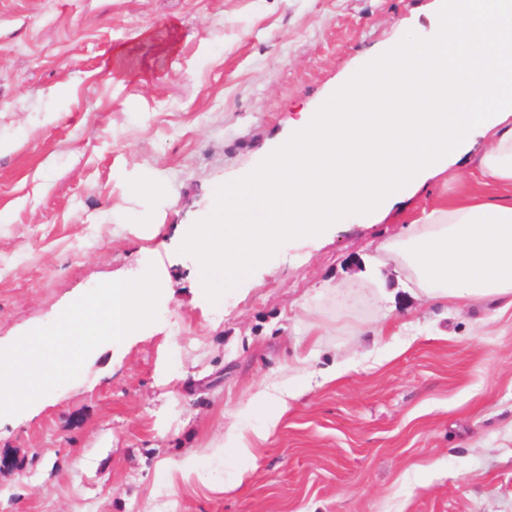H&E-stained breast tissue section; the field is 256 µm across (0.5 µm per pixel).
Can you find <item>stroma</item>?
Listing matches in <instances>:
<instances>
[{"instance_id": "35a3bbf8", "label": "stroma", "mask_w": 512, "mask_h": 512, "mask_svg": "<svg viewBox=\"0 0 512 512\" xmlns=\"http://www.w3.org/2000/svg\"><path fill=\"white\" fill-rule=\"evenodd\" d=\"M443 4L0 0V348L99 284L152 265L161 287L155 322L0 417V512H512V309L446 313L376 261L424 211L482 191L484 136L460 182L264 264L214 274L186 239L292 119L336 111V84L428 36ZM312 350L309 391L255 456L191 459ZM338 355L352 364L323 381Z\"/></svg>"}]
</instances>
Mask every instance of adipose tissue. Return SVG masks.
I'll return each instance as SVG.
<instances>
[{"instance_id":"adipose-tissue-1","label":"adipose tissue","mask_w":512,"mask_h":512,"mask_svg":"<svg viewBox=\"0 0 512 512\" xmlns=\"http://www.w3.org/2000/svg\"><path fill=\"white\" fill-rule=\"evenodd\" d=\"M334 96L342 111L302 117L236 184L238 199L261 201L260 222L213 196L223 226L199 225L188 238L204 265H259L283 239L313 241L350 217L374 223L435 173L456 180V159L486 130L492 139L478 168L508 197L467 194L437 206L379 250L417 295L445 310L463 301L512 308V0H448L430 36L386 49ZM307 364L284 365L277 381L255 389L204 455H254V439L267 438L303 395ZM249 414L262 426L246 425Z\"/></svg>"}]
</instances>
